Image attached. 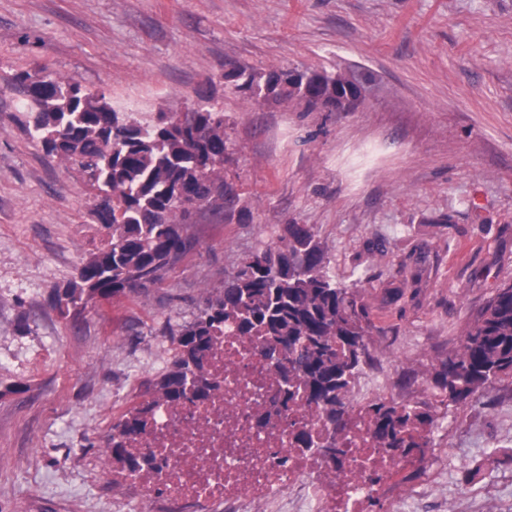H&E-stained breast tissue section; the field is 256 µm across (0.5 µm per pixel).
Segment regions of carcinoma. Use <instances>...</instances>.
Instances as JSON below:
<instances>
[{"mask_svg": "<svg viewBox=\"0 0 512 512\" xmlns=\"http://www.w3.org/2000/svg\"><path fill=\"white\" fill-rule=\"evenodd\" d=\"M225 77L250 96L319 109L304 84L319 80V93L336 97L353 76L336 71L301 72L234 68ZM28 114V131L45 152L73 167L96 191L93 212L105 239L82 264L78 280L56 291L60 307L87 306L97 298L134 293L160 283L193 250L184 226L200 206L213 207L232 193L222 166L224 115L214 105H190L176 115L161 112L154 123L117 111L103 92L44 70L12 79ZM232 326L258 336L269 359L288 360L285 381L316 406L321 419L343 429V401L362 364L371 362L368 312L353 287L334 281L320 242L305 224L288 225L277 248L256 251L224 277L216 297H207L195 319L167 321L158 329L177 343L171 367L152 382L149 400L112 426V462L136 468L123 439L137 432L146 414L163 403L201 398L214 388L205 368L213 337ZM512 377V283L504 284L480 309L459 348L441 360L433 381L451 403L482 385ZM366 413L374 434L390 448H418L403 431L419 425L432 432V406L383 402Z\"/></svg>", "mask_w": 512, "mask_h": 512, "instance_id": "carcinoma-1", "label": "carcinoma"}]
</instances>
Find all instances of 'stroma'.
<instances>
[{"label": "stroma", "mask_w": 512, "mask_h": 512, "mask_svg": "<svg viewBox=\"0 0 512 512\" xmlns=\"http://www.w3.org/2000/svg\"><path fill=\"white\" fill-rule=\"evenodd\" d=\"M352 73L350 111L250 97L231 68ZM46 69L142 121L211 97L230 207L199 209L196 248L161 283L60 309L104 240L93 192L33 141L10 84ZM291 224L357 284L373 361L356 385L436 411L418 499L379 487L368 512H512V379L442 404L439 361L512 282V0H0V512H115L103 439L175 350L164 322Z\"/></svg>", "instance_id": "stroma-1"}]
</instances>
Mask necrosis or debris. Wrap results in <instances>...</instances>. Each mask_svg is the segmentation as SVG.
<instances>
[{"mask_svg": "<svg viewBox=\"0 0 512 512\" xmlns=\"http://www.w3.org/2000/svg\"><path fill=\"white\" fill-rule=\"evenodd\" d=\"M206 366L216 384L208 398L161 406L126 437L129 453L151 463L113 469V482L139 493L117 512H365L382 483L424 463L418 450L372 438L366 409L390 399L387 390H351L338 453L301 454L297 435L319 441L323 427L304 400L288 398L261 340L225 331Z\"/></svg>", "mask_w": 512, "mask_h": 512, "instance_id": "4bbe7bcc", "label": "necrosis or debris"}]
</instances>
